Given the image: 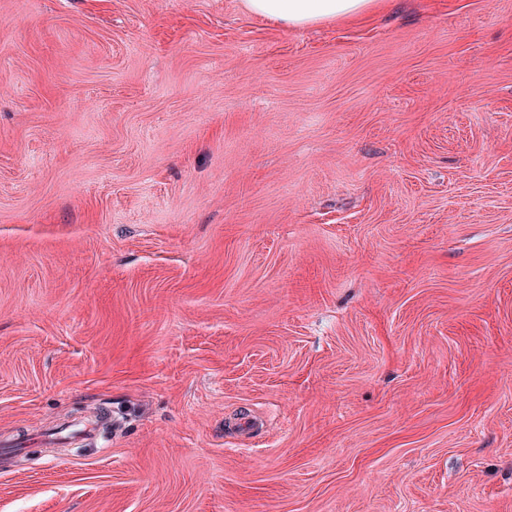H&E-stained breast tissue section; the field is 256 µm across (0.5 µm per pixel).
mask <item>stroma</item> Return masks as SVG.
Listing matches in <instances>:
<instances>
[{
  "mask_svg": "<svg viewBox=\"0 0 512 512\" xmlns=\"http://www.w3.org/2000/svg\"><path fill=\"white\" fill-rule=\"evenodd\" d=\"M0 440V512H512V0H0ZM379 4V0H244L251 14L289 28L357 17Z\"/></svg>",
  "mask_w": 512,
  "mask_h": 512,
  "instance_id": "obj_1",
  "label": "stroma"
}]
</instances>
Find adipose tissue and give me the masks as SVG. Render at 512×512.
Here are the masks:
<instances>
[{
	"instance_id": "adipose-tissue-1",
	"label": "adipose tissue",
	"mask_w": 512,
	"mask_h": 512,
	"mask_svg": "<svg viewBox=\"0 0 512 512\" xmlns=\"http://www.w3.org/2000/svg\"><path fill=\"white\" fill-rule=\"evenodd\" d=\"M380 0H244L248 12L289 28H304L367 13Z\"/></svg>"
}]
</instances>
